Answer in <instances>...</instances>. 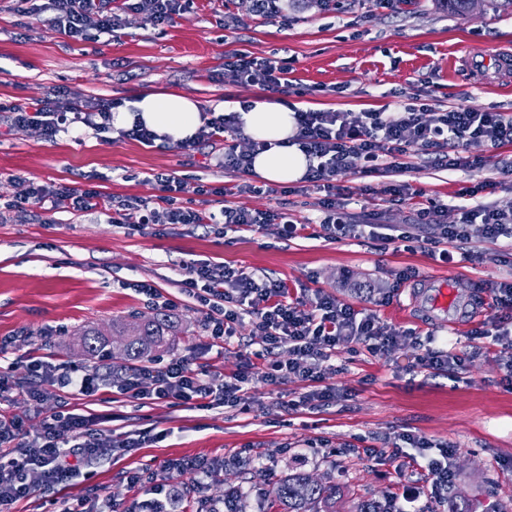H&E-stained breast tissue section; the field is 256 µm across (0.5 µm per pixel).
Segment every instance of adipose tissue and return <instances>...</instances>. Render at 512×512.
<instances>
[{
	"label": "adipose tissue",
	"mask_w": 512,
	"mask_h": 512,
	"mask_svg": "<svg viewBox=\"0 0 512 512\" xmlns=\"http://www.w3.org/2000/svg\"><path fill=\"white\" fill-rule=\"evenodd\" d=\"M237 114L246 136L269 145L254 159V176L275 184L294 183L305 176L310 160L292 141L296 120L291 107L279 101L257 99L248 108L238 109ZM137 119L156 134L158 142L169 145L190 140L203 123L200 103L178 90L137 95L132 102L114 109L112 127L125 129Z\"/></svg>",
	"instance_id": "obj_1"
}]
</instances>
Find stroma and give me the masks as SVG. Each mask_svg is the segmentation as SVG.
<instances>
[{
    "instance_id": "35a3bbf8",
    "label": "stroma",
    "mask_w": 512,
    "mask_h": 512,
    "mask_svg": "<svg viewBox=\"0 0 512 512\" xmlns=\"http://www.w3.org/2000/svg\"><path fill=\"white\" fill-rule=\"evenodd\" d=\"M48 0H0V104L28 106L55 92L125 102L145 91L181 90L201 103L232 111L236 102L263 97V90L240 84L224 69L231 52L287 59L288 80L297 88L287 97L295 109L344 112L396 110L420 96L434 110L458 102L483 111L512 114V79H479L474 68L457 62L462 50L493 57L512 51V15L476 11L461 17L437 0H286L284 16H259L252 0H194L168 23L127 14L118 35L93 32L74 41L53 27ZM466 156L481 159L473 170L446 171L412 157L404 178L447 207L442 223H457L464 191L478 200L512 210V143L492 149L473 142ZM223 140L196 149L144 145L87 127L69 128L46 138L39 127H14L0 112V339L14 343L0 355L26 377L20 356L31 349L69 367L92 365L80 346L89 328L109 332L115 319L157 313L134 286L147 282L176 303L177 328L162 359L186 357L195 367L232 375L260 365L263 337L251 322L237 340L218 347L206 330L199 304L183 293L185 266L208 259L280 281L292 298L313 299L323 291L373 312L380 325L435 336L453 346L462 362L450 372L414 373L418 346L402 341L377 356L366 346L332 357L327 382L336 400L315 411L293 410L308 386L297 379L267 384L254 376L250 408L186 411L164 400L140 404L119 389L104 388L96 400L51 398L40 408L18 399L8 412L26 416L38 431L46 414L68 410L82 415L114 414L116 432L161 431V439L122 457L103 456L82 468L64 490L36 486L13 512H54V500L100 487L118 507L139 495L129 472H143L147 485L165 484L189 502L221 501L236 495L238 512H269L270 483L304 472L336 484L346 505L362 499H390L406 508L404 492L425 485L427 475L392 456L403 435L454 448L453 479L445 498H430L425 512H448L449 501L468 503L473 512H512V380L507 355L495 341L498 315L494 289L512 282V240L491 243L472 238L452 260L435 261L421 239L434 225L414 223V202L381 203L388 179L352 173L337 183L354 200L357 223H372L410 236L385 243L377 238L336 240L320 224L319 193L291 184L288 193L247 192L198 195L194 208L216 212L224 205L250 210L285 208L298 224L295 237L282 225L256 231L217 233L203 224H165L136 231L111 223L109 211H74L69 202L26 210L6 209L15 180L79 186L92 182L112 208L133 198L158 205L156 174L169 173L208 186H232L224 171ZM416 271L449 281L458 299L482 313L457 333L425 322L422 309L404 318L417 280L399 283ZM370 282L371 292L359 286ZM259 454V464H236L240 451ZM224 463L219 480L196 487L190 475L166 471L162 463L182 457Z\"/></svg>"
}]
</instances>
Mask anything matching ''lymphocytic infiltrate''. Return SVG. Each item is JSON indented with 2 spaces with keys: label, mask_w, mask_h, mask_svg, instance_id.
Segmentation results:
<instances>
[{
  "label": "lymphocytic infiltrate",
  "mask_w": 512,
  "mask_h": 512,
  "mask_svg": "<svg viewBox=\"0 0 512 512\" xmlns=\"http://www.w3.org/2000/svg\"><path fill=\"white\" fill-rule=\"evenodd\" d=\"M123 13L112 9V0H50L54 27L75 40L87 39L91 31L116 32L125 26L124 12L141 14L156 23H164L179 12L183 0H123ZM225 70L235 73L241 84L288 95L293 93L287 79L286 61L233 53L224 58ZM12 125H37L47 137L53 138L69 126L80 123L105 132L112 125V106L96 98L75 92H63L41 100L32 107L9 106ZM295 142L312 158L305 182L324 194L320 204L323 226L336 239L362 238L365 225L356 224L338 201L337 177L358 170L372 176L409 169V157L426 156L443 170L474 167L464 156L463 147L480 141L496 148L512 142V119L493 110L479 111L464 104L448 110L429 113L427 107L408 106L401 112H336L331 110H300L296 113ZM240 131L236 114H220L206 119L195 134L194 143L220 138L224 141L221 161L226 171L243 175L234 187H219L217 195L228 192L253 191L246 177L263 142L252 143L250 150H239L235 139ZM163 196L161 207H149L137 200L128 201L112 221L132 229L145 230L158 224H211L222 230H256L268 224L284 225L287 233H295L287 212L281 210L252 211L227 205L220 212H203L182 204V196L203 193V186H189L186 179L169 174L156 177ZM13 206L41 207L63 196L79 212L104 208L103 193L94 186L63 188L52 183H38L20 178L16 181ZM383 194L390 203L417 200L416 221L433 224L442 211L434 199L408 182L388 183ZM459 220L441 225L438 235L427 238L431 256L448 258L447 244L463 243L478 236L490 242L512 239V213L485 204L462 205ZM188 276L181 285L200 304L207 329L214 344H221L236 334V326L244 317L255 320V326L266 341L262 372L269 384L283 383L296 377L312 383L313 388L300 396L303 408H316L336 399L334 387L327 385L329 360L338 349L350 344H368L371 353L383 355L405 339L400 330H384L368 310L338 301L323 292H315L310 306L291 300L284 286L277 281L261 280L255 274L208 260H196L187 266ZM287 349V360H279L277 350ZM28 374L27 382L15 379L10 369L0 370V401L15 397L33 405L66 393L90 398L106 385L100 370L66 367L30 351L22 358ZM251 371L224 376L217 371L195 368L188 358H174L166 363L145 362L125 369L121 391L140 401L166 400L171 404L192 408H235L247 405ZM405 443L414 453L411 466L428 476L430 493L441 496L453 477L451 449H440L431 455V443L404 435ZM143 444L142 438L115 433L96 427L93 420L76 413L57 412L42 420L39 431L29 432L22 416L0 410V454L8 455L7 464L0 465V512H11L14 503L32 492L30 476H37L49 489L66 487L78 476L81 466L93 463L107 454H124Z\"/></svg>",
  "instance_id": "lymphocytic-infiltrate-1"
}]
</instances>
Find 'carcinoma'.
Wrapping results in <instances>:
<instances>
[{
  "label": "carcinoma",
  "mask_w": 512,
  "mask_h": 512,
  "mask_svg": "<svg viewBox=\"0 0 512 512\" xmlns=\"http://www.w3.org/2000/svg\"><path fill=\"white\" fill-rule=\"evenodd\" d=\"M447 11L464 16L476 5V0H437ZM172 330L165 316L157 315L152 319H143L132 315L112 323V335L123 337L122 358L127 361H139L166 344L165 336ZM83 345L86 353L95 357L104 345L101 331L88 329L83 333ZM341 497V488L336 485H324L306 474L289 475L268 489V498L275 512H337V498Z\"/></svg>",
  "instance_id": "cac0c4a2"
}]
</instances>
